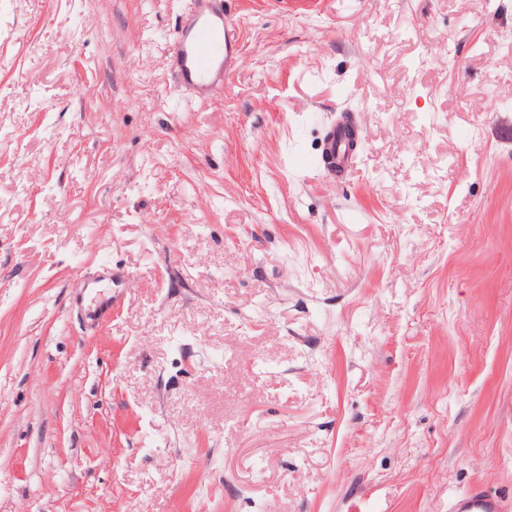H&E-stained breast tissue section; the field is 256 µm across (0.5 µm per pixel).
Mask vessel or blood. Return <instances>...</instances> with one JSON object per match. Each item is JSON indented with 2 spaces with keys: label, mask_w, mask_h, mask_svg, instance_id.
Returning <instances> with one entry per match:
<instances>
[{
  "label": "vessel or blood",
  "mask_w": 512,
  "mask_h": 512,
  "mask_svg": "<svg viewBox=\"0 0 512 512\" xmlns=\"http://www.w3.org/2000/svg\"><path fill=\"white\" fill-rule=\"evenodd\" d=\"M209 2L196 0L197 8L173 46L179 84L200 92L228 75L238 44L234 26ZM452 512H512V504L473 492L456 498Z\"/></svg>",
  "instance_id": "vessel-or-blood-1"
}]
</instances>
